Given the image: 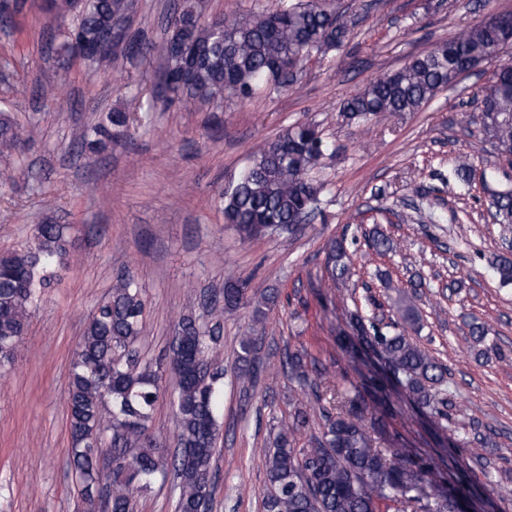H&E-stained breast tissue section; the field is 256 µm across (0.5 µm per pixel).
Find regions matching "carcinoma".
Returning <instances> with one entry per match:
<instances>
[{
    "mask_svg": "<svg viewBox=\"0 0 512 512\" xmlns=\"http://www.w3.org/2000/svg\"><path fill=\"white\" fill-rule=\"evenodd\" d=\"M56 14L72 17L58 29L57 53L70 61L74 49L95 39L114 16L132 11V0H46ZM221 34L199 17L194 0L174 7L164 49L183 38L197 49L183 61L189 73L184 85L169 86L168 104L190 102L211 105L231 96L242 101L258 91H277L296 78L313 54L344 46L356 22L330 10L321 0H276L273 7L245 17L220 18ZM512 35V13L490 16L467 31L418 55L400 68L371 81L343 106L349 120L368 121L385 115L418 112L439 91L455 85L500 41ZM150 48L132 37L124 56L140 62ZM483 132L512 161V69L500 71L491 91L479 103ZM125 112L106 113L86 128L82 146L92 153L107 148L128 131ZM24 144L21 126L9 112H0V159L10 160ZM330 145L313 123L288 127L267 141L221 195L224 220L246 238L275 232L290 234L309 228L320 186L311 178ZM488 209L500 224H512V189L494 193ZM72 240L70 226L45 221L35 225L27 246L0 257V363L11 361L28 328L31 309L52 286L65 265ZM377 253L394 250V241L380 228L370 236ZM353 255L345 239L326 245L331 285H345L351 277ZM493 276L503 286L512 284V251L504 248L489 260ZM417 282L400 295L397 317L382 322L354 309L350 323L360 346L383 360V376H362L367 390L383 391L387 383L399 386L416 407L446 429L448 368L430 356L404 326L420 322ZM247 283L230 282L224 294L211 297L203 322L181 319L178 335L197 353L195 368L178 351L144 355L142 339L146 299L130 275L117 278L108 297L87 322L80 337L69 377L67 409L71 448L68 464L79 479L85 500L106 498L111 512H134L135 495L158 478L174 472L180 478L175 512H212V462L221 438L224 370L212 354L224 344V310L247 300ZM467 339L477 357L508 358L489 342V328L477 319L467 323ZM256 338L248 331L239 340L237 355L242 375L258 374L252 357ZM281 368L288 369L291 410L288 421L262 449L266 485L262 512H458V500L439 490L434 476L448 460L424 458L407 448H377L375 435L382 421L360 411V396L345 397L326 373L311 375L315 363L306 351L285 353ZM175 377L174 418L177 449L170 459L159 452L149 423L161 396L160 382ZM318 424L319 434L307 448L295 447L294 434ZM112 454V470L104 473L100 458Z\"/></svg>",
    "mask_w": 512,
    "mask_h": 512,
    "instance_id": "carcinoma-1",
    "label": "carcinoma"
}]
</instances>
